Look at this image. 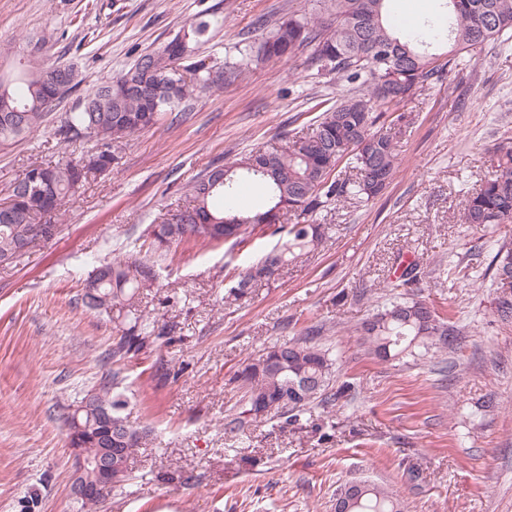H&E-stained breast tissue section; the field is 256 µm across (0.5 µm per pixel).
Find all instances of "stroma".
Instances as JSON below:
<instances>
[{"label":"stroma","mask_w":512,"mask_h":512,"mask_svg":"<svg viewBox=\"0 0 512 512\" xmlns=\"http://www.w3.org/2000/svg\"><path fill=\"white\" fill-rule=\"evenodd\" d=\"M303 13L323 15L322 0H0V76H16L24 35L47 26L64 35L48 58L77 64L89 87L196 15L211 26L187 60L213 65ZM309 58L259 64L114 144L111 171L53 215L58 234L0 266V512H24L33 489L35 512H80L64 413L114 374L130 421L150 435L130 480L96 512H333L337 488L358 479L398 490L405 512H512V319L498 310L494 262L512 249V224L475 231L458 207L461 189L487 173L484 153L512 142V39L487 43L404 103L413 122L391 185L369 204L315 216L327 229L321 246L245 296L229 294V278L277 243L272 227L255 226L239 245L186 239L159 259L143 248L152 225L190 205L197 175L274 146L352 93ZM76 102L69 96L34 136L0 146V199L29 166L91 149L55 135ZM130 254L158 273L139 311L172 332L116 361L120 321L86 308L82 283L93 266ZM408 255L416 294L456 330L455 349L383 362L357 328L391 300ZM311 331L336 361L335 402H314L292 425L274 411L231 430L236 372ZM410 469L418 481L408 482Z\"/></svg>","instance_id":"obj_1"}]
</instances>
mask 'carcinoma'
<instances>
[{
  "label": "carcinoma",
  "mask_w": 512,
  "mask_h": 512,
  "mask_svg": "<svg viewBox=\"0 0 512 512\" xmlns=\"http://www.w3.org/2000/svg\"><path fill=\"white\" fill-rule=\"evenodd\" d=\"M389 0H325V18L291 15L276 22L259 42L236 46L237 56L222 67L199 62L190 77L176 76L180 55L173 42L148 50L126 71L86 90L68 114L56 135L66 141L83 137L94 140V150L67 157L53 165H32L40 171L39 190H28L22 180L10 186L9 196L21 201L17 207L0 210V257H19V248L41 241L33 225L41 223L43 204L56 212L81 182L103 174L106 151L115 142L153 126L162 112H173L186 100L203 92L219 91L234 81L255 61H269L312 48L311 65L334 73L361 92L347 96L326 109L310 132L286 137L278 147L252 150L233 165H224L223 181L216 184L210 172L189 185L192 211L201 225L191 222L154 225L157 248L168 247L185 237L205 243L246 240L257 224H277L281 214L325 211L354 200L367 203L392 182L402 159L397 143L409 125L397 108L425 90L431 81L461 65V54L471 56L491 41L512 33V0H443L441 18H430L409 27L390 16ZM210 22L193 19L183 38L198 42ZM55 37L46 29L27 40L16 81L0 76V145L28 138L37 132L53 96L47 71L53 66L44 47ZM349 172H339L340 166ZM246 182L260 184L265 198L248 213L239 211L235 199ZM460 207L470 227L512 224V143L496 145L488 156V175L462 192ZM324 236L320 224H294L288 238L277 243L260 261L237 277L231 293L245 294L246 286L270 280L275 272L255 278L268 266L281 268L311 252ZM497 285L512 291V251L497 253ZM136 274L130 275V269ZM156 279L154 265L115 257L95 267L87 280L95 284L82 301L108 315L124 314L121 335L112 345V357L130 358L153 347L170 334L137 313L135 299L140 289ZM418 282L415 265L406 267L393 287L405 289L357 328L362 344L381 361L417 355V350L453 349L455 337L435 310L411 294ZM334 359L329 350L308 340L274 346L250 360L237 374L244 389L238 411L229 421L232 429L245 431L258 417L277 411L288 415L286 424L297 420L317 398L325 404L336 400L327 392ZM307 379L313 391L292 404H279L276 394L286 386ZM117 382L103 381L92 393L91 403L79 414L83 431L68 433V444L83 449L89 461L83 477L94 478V459L111 448L121 460L134 457L145 444L149 430L133 425L125 413L127 400L113 392ZM401 496L394 488L369 482L355 494L350 512H403Z\"/></svg>",
  "instance_id": "cac0c4a2"
}]
</instances>
